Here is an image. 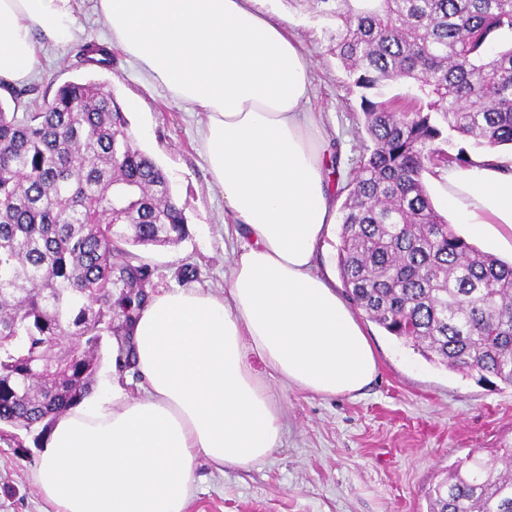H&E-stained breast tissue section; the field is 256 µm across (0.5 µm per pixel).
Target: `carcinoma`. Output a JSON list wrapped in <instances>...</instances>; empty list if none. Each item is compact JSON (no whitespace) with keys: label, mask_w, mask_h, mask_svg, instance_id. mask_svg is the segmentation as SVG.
Listing matches in <instances>:
<instances>
[{"label":"carcinoma","mask_w":512,"mask_h":512,"mask_svg":"<svg viewBox=\"0 0 512 512\" xmlns=\"http://www.w3.org/2000/svg\"><path fill=\"white\" fill-rule=\"evenodd\" d=\"M321 26L361 90L368 138L340 207L338 267L352 305L420 353L512 385V264L479 250L434 207L423 175L512 145V0H285ZM84 62L112 68L105 46ZM407 85L405 97L384 88ZM188 236L165 170L123 106L92 80L32 111L0 105V423L46 433L96 383L100 341L148 302L116 244ZM66 340L65 348L51 349ZM428 512H512V448L470 453L428 494Z\"/></svg>","instance_id":"obj_1"}]
</instances>
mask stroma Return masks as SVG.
I'll return each instance as SVG.
<instances>
[{"label": "stroma", "mask_w": 512, "mask_h": 512, "mask_svg": "<svg viewBox=\"0 0 512 512\" xmlns=\"http://www.w3.org/2000/svg\"><path fill=\"white\" fill-rule=\"evenodd\" d=\"M263 6L303 44L313 108L321 112L330 151L339 157L340 179L348 181L364 138L359 92L306 14L286 0H264ZM105 40L91 0H81L74 38L41 51L24 81L29 91L21 103L33 106L78 79L104 84L120 102L135 101L136 109L127 114L129 129L165 169L185 208L189 235L175 245L138 247L134 253L148 265L153 291L189 286L222 295L241 240L199 151L203 115L143 79L120 49L112 51L111 69L82 65L80 47ZM364 327L379 361L374 381L359 394L336 397L272 384L283 411L280 448L248 470L220 472L200 464L188 512H427L429 489L470 450L487 457L512 446L511 386L478 384L427 361L374 322ZM118 343L117 336H103L96 384L115 381L134 396L143 382L135 364L117 366ZM43 446L37 433L0 424V512H40L30 472Z\"/></svg>", "instance_id": "stroma-1"}]
</instances>
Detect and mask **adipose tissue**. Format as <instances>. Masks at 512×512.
<instances>
[{
    "instance_id": "obj_1",
    "label": "adipose tissue",
    "mask_w": 512,
    "mask_h": 512,
    "mask_svg": "<svg viewBox=\"0 0 512 512\" xmlns=\"http://www.w3.org/2000/svg\"><path fill=\"white\" fill-rule=\"evenodd\" d=\"M257 2L95 0L110 44L203 113L200 146L243 244L225 294L163 291L129 326L141 395L115 385L56 420L31 474L42 512H186L200 462L247 470L279 447L271 382L339 396L377 375L364 327L317 265L336 198L309 62ZM76 9L0 0V81L28 77L43 42L71 40ZM441 178L468 233L512 252V152Z\"/></svg>"
}]
</instances>
